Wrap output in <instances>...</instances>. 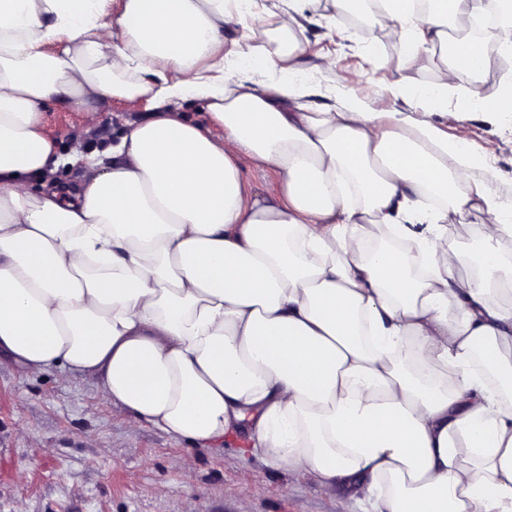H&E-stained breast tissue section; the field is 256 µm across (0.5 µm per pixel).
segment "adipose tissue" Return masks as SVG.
Here are the masks:
<instances>
[{
	"label": "adipose tissue",
	"instance_id": "1",
	"mask_svg": "<svg viewBox=\"0 0 512 512\" xmlns=\"http://www.w3.org/2000/svg\"><path fill=\"white\" fill-rule=\"evenodd\" d=\"M107 2L0 0V351L96 377L136 426L205 448L246 431L248 453L359 483L380 512H512V264L494 247L512 203L457 191L468 143L300 101L299 8L277 16L283 47L228 70V0H121L108 23ZM427 2L380 0L372 21L402 60L444 53L430 86L398 83L438 110L487 65L472 17L494 12L512 53V0ZM257 69L282 78L252 86ZM102 98L149 114L63 199L45 107ZM246 158L275 174L253 194ZM473 210L482 239L450 248L449 214Z\"/></svg>",
	"mask_w": 512,
	"mask_h": 512
}]
</instances>
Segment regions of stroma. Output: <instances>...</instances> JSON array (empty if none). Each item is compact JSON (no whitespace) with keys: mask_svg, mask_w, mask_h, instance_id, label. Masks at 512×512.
<instances>
[{"mask_svg":"<svg viewBox=\"0 0 512 512\" xmlns=\"http://www.w3.org/2000/svg\"><path fill=\"white\" fill-rule=\"evenodd\" d=\"M288 3L242 0L243 25L224 32L225 67L238 66L248 45L272 38L275 15ZM300 8L299 78L308 103L356 101L464 138L482 163L461 172L459 192L479 185L495 200L512 201V123L476 104L458 106L470 92L493 97L511 85L512 65L492 61L480 80L460 77L443 112L428 113L401 98L397 82L406 75L417 87L430 85L439 53L398 67L400 47L383 30L366 36L343 26L332 0H302ZM326 55L336 61L333 70L320 67ZM145 114L144 102L103 98L87 109L49 105L45 122L64 154H86ZM350 493L321 489L310 476L273 468L233 443L202 448L148 424L132 427L126 409L108 403L95 378L30 376L0 353V512H342Z\"/></svg>","mask_w":512,"mask_h":512,"instance_id":"35a3bbf8","label":"stroma"}]
</instances>
